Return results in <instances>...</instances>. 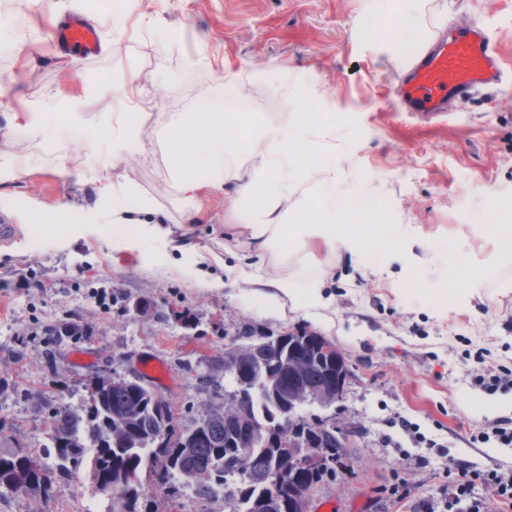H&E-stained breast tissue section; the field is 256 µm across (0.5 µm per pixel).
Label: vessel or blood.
I'll return each instance as SVG.
<instances>
[{
  "instance_id": "vessel-or-blood-1",
  "label": "vessel or blood",
  "mask_w": 512,
  "mask_h": 512,
  "mask_svg": "<svg viewBox=\"0 0 512 512\" xmlns=\"http://www.w3.org/2000/svg\"><path fill=\"white\" fill-rule=\"evenodd\" d=\"M53 45L84 59L99 55L100 28L74 15L53 29ZM504 63L496 42L483 28L453 29L436 37L395 85L408 112L433 120L444 116L448 104L497 86Z\"/></svg>"
}]
</instances>
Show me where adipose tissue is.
<instances>
[{
	"instance_id": "1",
	"label": "adipose tissue",
	"mask_w": 512,
	"mask_h": 512,
	"mask_svg": "<svg viewBox=\"0 0 512 512\" xmlns=\"http://www.w3.org/2000/svg\"><path fill=\"white\" fill-rule=\"evenodd\" d=\"M424 2L367 0L366 8L371 16L390 19L388 42L398 46L420 38ZM308 119V113H301L291 127L254 121L229 137L225 131L234 125V113L193 112L169 129L170 171L185 221L195 222L205 198L223 193L225 211L239 215V230L257 255L277 252L284 245L288 258L304 267L319 264L321 254H333L340 246L361 262L368 255L369 240L407 237L403 224L366 228L347 223L348 215L367 211L371 204L359 190H328L329 172L316 162L321 148L311 138ZM141 129L138 122L124 123L118 130L103 122L90 148L116 160L143 152ZM246 142L259 163L251 171L241 152ZM104 198L106 207L97 219L111 225L113 250L141 252L150 245L164 254L189 256L171 228L149 220L153 207L135 186L122 185ZM245 199L253 206L244 213L240 203Z\"/></svg>"
}]
</instances>
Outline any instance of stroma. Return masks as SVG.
I'll return each mask as SVG.
<instances>
[{
    "instance_id": "stroma-1",
    "label": "stroma",
    "mask_w": 512,
    "mask_h": 512,
    "mask_svg": "<svg viewBox=\"0 0 512 512\" xmlns=\"http://www.w3.org/2000/svg\"><path fill=\"white\" fill-rule=\"evenodd\" d=\"M422 27L445 34L478 25L512 58V0H432ZM101 28L104 49L62 67L52 30L68 14ZM363 0H132L125 10L59 0H0V24L11 40L0 46V164L26 158L28 174L0 199V225L16 231L0 239V454L17 446L45 448L54 406H82L81 379L137 373L144 359L165 367L155 391L188 425L223 407L224 395L200 389L198 374L224 377V346L240 330L272 333L300 326L333 341L353 378L339 407L308 405L305 417L332 418L355 434L334 478L319 485L312 503L334 512H393L379 498L392 472L406 478L412 496L428 499L447 484L443 464L456 458L481 468L512 471V447L471 444L472 432L512 420V388L487 393L473 386L466 353L489 349L487 366L512 367V261L497 262L491 227L512 220V72L489 95L454 100L442 120L385 112L374 88L404 72L414 44L386 47L383 32L360 37ZM116 82L106 97L83 88ZM209 86L248 101L265 123L295 124L300 113L321 114L313 138L333 166L337 184L365 187L388 224L410 228L408 240L374 246L369 264L340 248L317 267L325 304L260 299L265 282L295 274L272 255L252 264L244 236L230 230L224 196L204 201L196 223H185L173 188L165 128L194 109L195 91ZM82 98V119L61 122V99ZM151 112L142 127L144 153L116 164L91 152L89 138L103 119L118 120L129 103ZM43 112L57 125L50 138L12 128L17 112ZM82 162L86 181H65L62 162ZM133 182L175 234L186 235L196 262L178 255L153 260L112 249V230L82 217L99 201L97 178ZM58 209L56 223H27L35 209ZM245 273L224 290L198 276ZM483 272L468 287L462 274ZM75 323L89 335L52 343L51 325ZM55 351L46 365V348ZM419 426L436 447H415L403 422ZM90 462L72 464L79 487L58 479L51 497L0 492V512H83L96 497ZM156 480L146 497L159 512H229L235 485L222 496L177 497Z\"/></svg>"
}]
</instances>
